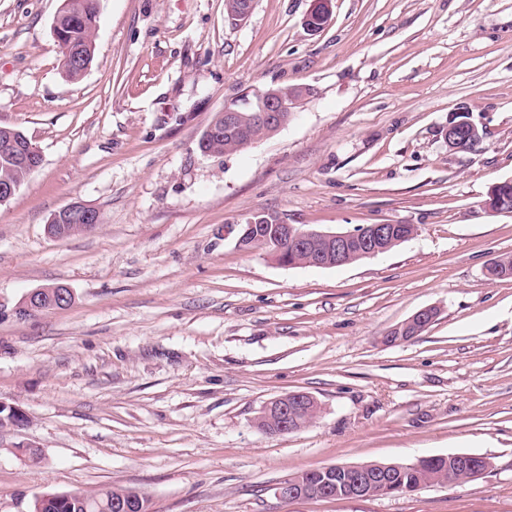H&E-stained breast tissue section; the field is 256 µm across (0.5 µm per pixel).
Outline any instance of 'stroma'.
I'll return each mask as SVG.
<instances>
[{"label":"stroma","instance_id":"obj_1","mask_svg":"<svg viewBox=\"0 0 512 512\" xmlns=\"http://www.w3.org/2000/svg\"><path fill=\"white\" fill-rule=\"evenodd\" d=\"M61 0H0V126L41 166L0 205V302L61 284L72 306L0 320V512L36 496L138 488L153 512H512V0H99L94 59L66 77ZM313 90L275 135L204 156L215 113L254 90ZM467 116L476 150L453 152ZM73 202L101 224L50 237ZM349 231L411 224L357 263L284 266L236 245L254 213ZM410 341L384 338L421 308ZM315 422L260 430L271 398ZM36 446L28 461L19 446ZM473 453L484 478L410 495L284 503L304 470ZM482 139L479 128L468 118H463L448 126V148L456 151L455 144L462 138ZM299 395H304V397H299ZM280 400H283L284 403L278 404L277 408V413L280 414L281 420L279 430L276 433L279 435L289 434L296 431V428L293 426V421H297V416L302 412L303 408L313 410L316 415H318L320 411V406L317 400L310 394L288 392L270 399L263 406L259 416L270 414L271 410H274L275 408V403Z\"/></svg>","mask_w":512,"mask_h":512}]
</instances>
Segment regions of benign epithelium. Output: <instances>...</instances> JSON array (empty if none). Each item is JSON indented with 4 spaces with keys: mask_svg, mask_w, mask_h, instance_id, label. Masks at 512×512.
Segmentation results:
<instances>
[{
    "mask_svg": "<svg viewBox=\"0 0 512 512\" xmlns=\"http://www.w3.org/2000/svg\"><path fill=\"white\" fill-rule=\"evenodd\" d=\"M331 13V0H313L306 22L309 28L318 30L329 20ZM308 96V88L299 85L295 94L286 96L279 90L270 87L257 90L250 97H244L242 104L253 111L251 115H244L232 105L224 107V111L215 114L206 131L214 133L215 124L224 122L229 130L239 131L246 135L244 145L253 143L254 138L248 135L250 125L261 126L267 134L279 131L288 123L286 113L294 111L296 105ZM480 139L482 134L479 128L467 118H463L448 126V148L455 149V144L467 138ZM4 150L13 155L16 160L32 164L36 160L34 147L25 148L13 140L4 143ZM495 207L494 213L512 214V200L499 192V186L490 191ZM100 219L96 209L80 202H74L56 212L52 220L57 222L51 236L63 237L68 231L65 222H79L85 230L97 226ZM289 237L302 251L313 244L321 242L325 252L312 255L308 264L331 267L342 260L354 247L366 257H372L399 244L411 235L401 231L398 224H371L361 231L350 230L344 232L319 231L304 226L289 224L281 218H275L271 224L272 242ZM74 294L60 292L55 286L35 289L24 295L13 307L8 308L0 303V320L12 318L17 321H26L44 312L64 309L73 304ZM308 408L314 412L320 411L317 400L306 394L299 396L297 392H288L270 399L262 408L261 414L268 415L271 410L280 414L278 434H289L296 431L293 421L303 409ZM25 415L17 407L0 402V429L18 427L23 424ZM448 463L461 474L464 481H474L483 477L491 467V462L483 455L455 454L448 456ZM408 467L403 462H392L376 465L374 463L360 465H337L335 471L326 472L327 478L317 484L306 481L300 475H291L282 480L275 487V496L283 502H293L312 497H331L338 492H344L347 499H363L374 496H388L400 490L397 476L402 469Z\"/></svg>",
    "mask_w": 512,
    "mask_h": 512,
    "instance_id": "7a95c632",
    "label": "benign epithelium"
}]
</instances>
